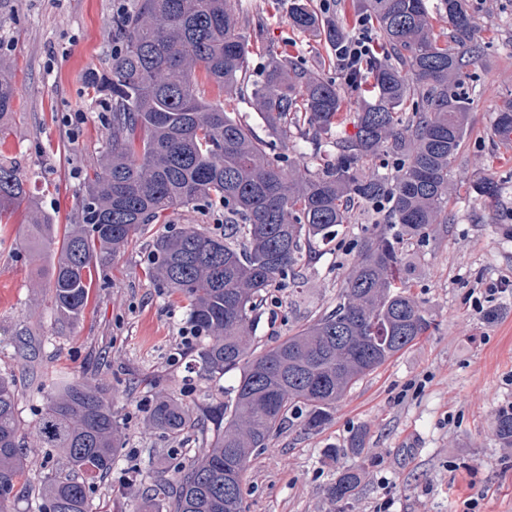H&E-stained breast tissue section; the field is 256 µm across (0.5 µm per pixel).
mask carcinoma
Instances as JSON below:
<instances>
[{
  "instance_id": "cac0c4a2",
  "label": "carcinoma",
  "mask_w": 512,
  "mask_h": 512,
  "mask_svg": "<svg viewBox=\"0 0 512 512\" xmlns=\"http://www.w3.org/2000/svg\"><path fill=\"white\" fill-rule=\"evenodd\" d=\"M358 0L377 34L368 64V99L357 107L339 84L295 57L271 55L251 75L244 30L262 17L242 0H137L112 25V63L92 88L112 100L111 137L99 169L84 183L77 223L57 237L52 219L31 205L19 168L0 156V221L23 202L25 240L53 288L57 312L82 317L100 271L130 237L181 208L224 209V235L193 224L157 237L149 275L183 303L201 337L196 354L205 377L239 372L224 402L192 407L158 396L149 425L177 440L197 436L198 454L172 450L166 471L140 512H246L244 475L250 458L269 447L292 410L318 430L358 381L420 339L432 320L401 277L404 238L430 242L448 224V173L467 132L471 66L480 32L470 0ZM445 18L450 31L436 29ZM288 23L333 49L351 31L322 27L308 0H291ZM203 69L204 81L196 70ZM224 95L245 92L260 117L261 137L204 85ZM12 72L0 67V127L12 110ZM351 123L355 133L333 130ZM319 154L314 172L288 156L291 128ZM497 131L512 132V96L498 109ZM392 168L395 174L386 170ZM469 191L495 198L499 183ZM350 237L356 252L336 306L277 345L254 355L249 334L266 297L300 278L306 252ZM14 378L0 375V512L26 467L28 435L17 412ZM493 431L512 441V411ZM38 448H52L72 474H47L38 512H90L92 488L75 478L104 477L123 448L106 389L74 379L48 393L34 427ZM362 470L343 471L327 489L333 502L355 496Z\"/></svg>"
}]
</instances>
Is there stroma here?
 I'll return each mask as SVG.
<instances>
[{"label":"stroma","instance_id":"obj_1","mask_svg":"<svg viewBox=\"0 0 512 512\" xmlns=\"http://www.w3.org/2000/svg\"><path fill=\"white\" fill-rule=\"evenodd\" d=\"M471 2L481 18V54L467 134L451 166L448 232L424 246L413 238L401 244L411 264L406 280L433 325L354 385L319 431L289 416L247 466L249 512H458L475 490L484 495L480 512H512V445L492 429L494 416L512 406V290H497L502 276L512 277V153L495 134L498 107L512 93V0ZM252 3L264 18L262 31L249 37L254 70L272 53L296 57L342 84L349 100L363 101L329 46L289 29L287 0ZM114 15L113 0H0V59L16 66L0 154L18 163L37 207L62 227L75 223L86 177L109 139L108 98L89 83L111 63ZM71 112L82 113L79 126L65 123ZM481 177L501 183L497 199L466 193V184ZM25 213L22 206L14 211L0 247V374L15 378L28 427L43 405L41 372L106 386L124 454L107 479L95 482L91 512H112L151 489L171 448L187 458L198 450L194 437L174 441L146 428L151 401L168 395L186 404L206 396L219 402L238 379L234 372L200 376L182 344L179 300L147 271L153 238L171 225L218 232V214L185 208L135 234L101 271L83 317L67 321L46 279L31 271ZM354 261V253L333 245L305 257L302 284L274 291L271 311L252 331L253 349L333 309ZM359 429L366 439L357 455L349 441ZM352 467L363 470L358 494L332 502L328 487ZM50 468L67 470L58 455L28 448L10 512H36Z\"/></svg>","mask_w":512,"mask_h":512}]
</instances>
